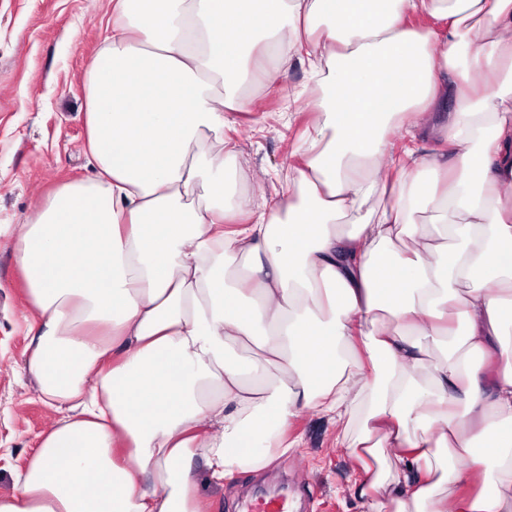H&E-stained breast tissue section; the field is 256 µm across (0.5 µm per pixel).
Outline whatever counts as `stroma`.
Instances as JSON below:
<instances>
[{
  "label": "stroma",
  "instance_id": "1",
  "mask_svg": "<svg viewBox=\"0 0 512 512\" xmlns=\"http://www.w3.org/2000/svg\"><path fill=\"white\" fill-rule=\"evenodd\" d=\"M111 26L112 0H0V495L13 492V472L56 419L22 370L31 337L10 239L58 185L94 175L85 153L86 73ZM314 96L295 64L256 112L237 116L227 132L239 149L235 192L270 199L283 191L286 143L312 119ZM289 434L299 448L263 470L221 488L199 476L216 512H245L248 495L278 487L293 512H364L349 491L357 475L335 425L306 412Z\"/></svg>",
  "mask_w": 512,
  "mask_h": 512
}]
</instances>
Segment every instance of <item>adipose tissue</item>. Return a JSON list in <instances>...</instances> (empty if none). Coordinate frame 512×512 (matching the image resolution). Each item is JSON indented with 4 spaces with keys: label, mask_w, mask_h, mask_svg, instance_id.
I'll list each match as a JSON object with an SVG mask.
<instances>
[{
    "label": "adipose tissue",
    "mask_w": 512,
    "mask_h": 512,
    "mask_svg": "<svg viewBox=\"0 0 512 512\" xmlns=\"http://www.w3.org/2000/svg\"><path fill=\"white\" fill-rule=\"evenodd\" d=\"M294 62L283 196H229L225 131ZM86 81L96 174L12 243L61 417L0 512H211L198 471L306 411L359 421L365 512H512V0H112Z\"/></svg>",
    "instance_id": "obj_1"
}]
</instances>
